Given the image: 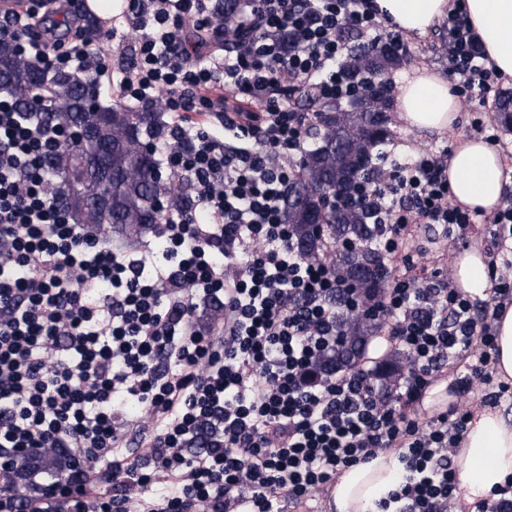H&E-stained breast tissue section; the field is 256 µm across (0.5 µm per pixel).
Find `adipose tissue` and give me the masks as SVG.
Listing matches in <instances>:
<instances>
[{
	"label": "adipose tissue",
	"mask_w": 512,
	"mask_h": 512,
	"mask_svg": "<svg viewBox=\"0 0 512 512\" xmlns=\"http://www.w3.org/2000/svg\"><path fill=\"white\" fill-rule=\"evenodd\" d=\"M381 16L405 34H425L448 14V0H375ZM489 61L512 78V0H465L463 5ZM396 110L406 129L440 133L459 116V102L448 82L425 68L414 69L398 88ZM453 204L492 213L504 194L499 151L480 138L460 140L448 157ZM454 282L465 298L484 302L491 295L488 259L477 249L454 261ZM455 495L465 503L493 498L512 480V421L496 410L474 415L454 457ZM402 466L395 452L343 469L332 491L335 512H380L400 483Z\"/></svg>",
	"instance_id": "adipose-tissue-1"
}]
</instances>
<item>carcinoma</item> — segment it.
Returning a JSON list of instances; mask_svg holds the SVG:
<instances>
[{
  "mask_svg": "<svg viewBox=\"0 0 512 512\" xmlns=\"http://www.w3.org/2000/svg\"><path fill=\"white\" fill-rule=\"evenodd\" d=\"M245 0H214L212 11L224 27V45L237 47L243 39L237 25ZM405 62V57L373 52L362 54L352 49L340 70L345 78L356 79L352 89L358 108L344 106L337 99L311 98L313 112L305 116L306 134L314 147L304 152L296 165L287 191L282 221L299 256L308 261L330 260V269L340 288L331 293L327 304L336 310V345L313 362L310 375L327 379L361 365L369 345L382 332L374 317L354 311L351 299H379L389 284V268L382 266L383 255L375 248L378 224L374 204L366 207L351 202L336 203V197L319 193L321 189L342 187L348 197H366V187L374 179L375 161L381 147L392 138L391 118L379 101L361 87L380 79ZM0 92L10 96L20 112L31 111L34 96L41 98L43 119L59 130L75 127L96 129L107 144L105 169L89 155L84 167L77 165L74 149L66 146L47 157L44 167L51 173L49 191L67 192L64 206L75 224L94 229L105 236L116 233L134 244L145 235L157 236L159 225L171 214L187 208V198L175 177H163L157 159L145 161L139 144L149 138L153 147L164 142L167 124L163 108L132 110L119 104L102 106L97 101V86L78 73L60 69L50 71L38 58L22 56L13 41L0 37ZM409 360L396 350L377 362L372 376L378 379L381 393L390 394ZM58 477L69 474L74 462L53 452L37 461L22 464L5 476L17 486L36 468Z\"/></svg>",
  "mask_w": 512,
  "mask_h": 512,
  "instance_id": "1",
  "label": "carcinoma"
}]
</instances>
